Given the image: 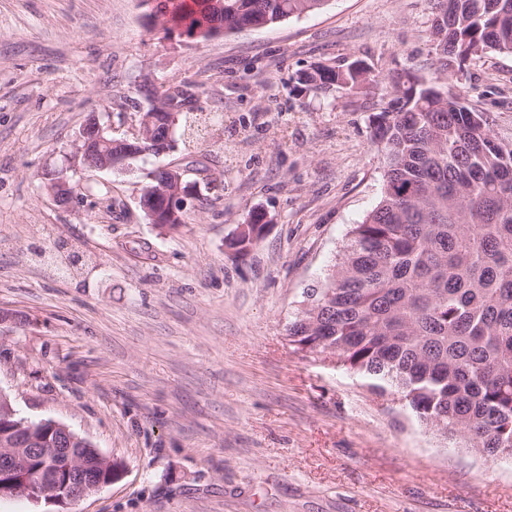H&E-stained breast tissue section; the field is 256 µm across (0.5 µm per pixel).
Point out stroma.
<instances>
[{
  "label": "stroma",
  "instance_id": "1",
  "mask_svg": "<svg viewBox=\"0 0 512 512\" xmlns=\"http://www.w3.org/2000/svg\"><path fill=\"white\" fill-rule=\"evenodd\" d=\"M163 0H0V394L122 465L68 512H512V460L421 428L396 397L310 357L287 326L322 287L386 166L370 119L408 69L433 79L430 0H328L208 39L165 32ZM365 60L354 95L298 69ZM146 78L204 85L224 181L183 224H151L143 171H96L59 205L45 181L92 115L132 137ZM466 103L512 144V53L467 62ZM260 211L246 252L230 245ZM248 217L251 219V222L249 224H240L236 235L235 240L239 238H243L245 236H248L250 231V224H252L251 232L254 233L255 237H251L249 239H242L239 241V244L242 246L241 250H246L250 246L254 245L256 242H258L262 237V231L266 224H268V221H264L265 215L260 212H251L249 213Z\"/></svg>",
  "mask_w": 512,
  "mask_h": 512
}]
</instances>
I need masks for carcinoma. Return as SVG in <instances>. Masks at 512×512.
<instances>
[{"instance_id": "obj_1", "label": "carcinoma", "mask_w": 512, "mask_h": 512, "mask_svg": "<svg viewBox=\"0 0 512 512\" xmlns=\"http://www.w3.org/2000/svg\"><path fill=\"white\" fill-rule=\"evenodd\" d=\"M164 30L209 38L267 26L328 0H170ZM429 31L437 72L512 53V0H434ZM359 60L311 65L299 90L350 92L378 82ZM387 170L381 199L351 231L341 265L288 324L297 350L336 358L391 392L416 420L491 460L512 459V145L491 116L410 70L372 116ZM258 242L265 215L249 213Z\"/></svg>"}]
</instances>
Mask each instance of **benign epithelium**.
<instances>
[{
  "mask_svg": "<svg viewBox=\"0 0 512 512\" xmlns=\"http://www.w3.org/2000/svg\"><path fill=\"white\" fill-rule=\"evenodd\" d=\"M189 105L180 108H162L151 112L138 113V128L131 139L115 138L110 127L91 119L83 128L64 168L48 173L49 187L57 201L69 205L74 200L71 181L86 171L130 170L135 161L143 155V143L153 140L156 130L167 132L166 146L157 154L170 153L174 148V133L183 113ZM167 173L158 186L143 189L139 204L153 224L159 223V215L177 214L184 210L187 201L194 200L200 193V184L188 178L189 171L179 162H169L157 168ZM51 430L59 433L56 448L34 446L35 439L28 421L14 424V428L0 437V492L10 496H24L31 500L42 498L59 504L74 503L110 484V480L89 472L94 467L103 470L112 465V459L103 456L91 443L82 439L66 426L52 422ZM78 444L84 454L73 453ZM38 456L44 465L33 484L21 477L27 459ZM63 461L70 479L64 485L58 480L57 461Z\"/></svg>",
  "mask_w": 512,
  "mask_h": 512,
  "instance_id": "obj_1",
  "label": "benign epithelium"
}]
</instances>
